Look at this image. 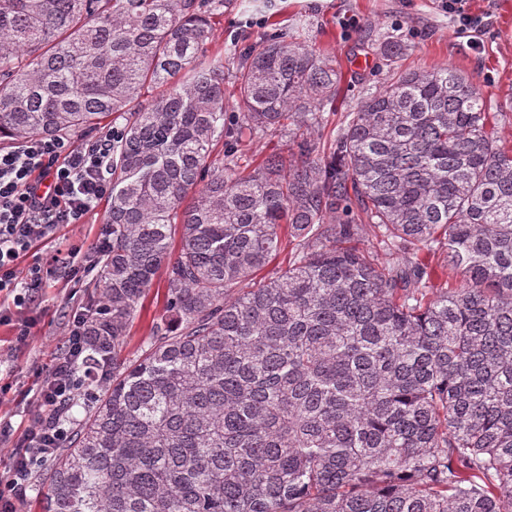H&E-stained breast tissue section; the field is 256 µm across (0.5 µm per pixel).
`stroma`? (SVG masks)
Listing matches in <instances>:
<instances>
[{
	"label": "stroma",
	"mask_w": 512,
	"mask_h": 512,
	"mask_svg": "<svg viewBox=\"0 0 512 512\" xmlns=\"http://www.w3.org/2000/svg\"><path fill=\"white\" fill-rule=\"evenodd\" d=\"M468 7L485 21L472 35L460 32L439 0H224L215 44L224 50V72L229 75L258 37L290 33L305 23L310 41L341 74L335 101L324 106L322 121L311 132L325 148L334 141L345 113L357 108L362 86L381 85L377 71L383 59L376 40L379 33H396L408 46L402 68L449 66L468 76L482 92L488 111L496 113L501 140L512 145V0H468ZM352 16L358 18V27L344 29L342 19ZM105 215V204H98L86 223L61 227L45 243V252L90 246ZM93 281L82 273H62L49 281L29 313L33 326L20 347L11 345L12 328L0 326V380L10 384L0 395V419L11 422L16 432H23L36 413L41 380L61 352L73 311L92 300ZM164 295L165 282L156 278L130 327L128 354H136L149 336Z\"/></svg>",
	"instance_id": "1"
}]
</instances>
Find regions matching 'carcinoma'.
<instances>
[{"mask_svg":"<svg viewBox=\"0 0 512 512\" xmlns=\"http://www.w3.org/2000/svg\"><path fill=\"white\" fill-rule=\"evenodd\" d=\"M222 15L0 0V142L126 116L82 327L107 376L79 382L85 413L35 473L42 512H512V147L482 94L405 69L362 89L321 154L297 131L341 77L300 25L244 55L232 127L208 52ZM380 50L393 66L405 43ZM276 131L291 154L236 172L242 139ZM370 230L389 258L353 245ZM161 271L163 312L129 357ZM438 273L462 285L432 298Z\"/></svg>","mask_w":512,"mask_h":512,"instance_id":"obj_1","label":"carcinoma"}]
</instances>
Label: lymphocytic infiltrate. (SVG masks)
<instances>
[{
	"label": "lymphocytic infiltrate",
	"mask_w": 512,
	"mask_h": 512,
	"mask_svg": "<svg viewBox=\"0 0 512 512\" xmlns=\"http://www.w3.org/2000/svg\"><path fill=\"white\" fill-rule=\"evenodd\" d=\"M120 135L110 129L105 136L76 146L62 137L32 135L0 151V324L16 322L17 340L30 334L27 316L36 296L59 268H95L110 235L101 230L93 253L70 249L63 257L22 266L21 260L37 243L52 238L60 225L84 223L99 201L111 190L105 173L112 161V147ZM82 319L73 316L65 352L44 379L39 404L44 415L35 418L15 441L13 462L0 470V512H17L32 469L46 461L52 449L62 447L69 430L54 410L70 400L79 374L103 378L104 370L86 367Z\"/></svg>",
	"instance_id": "f902f5d3"
}]
</instances>
